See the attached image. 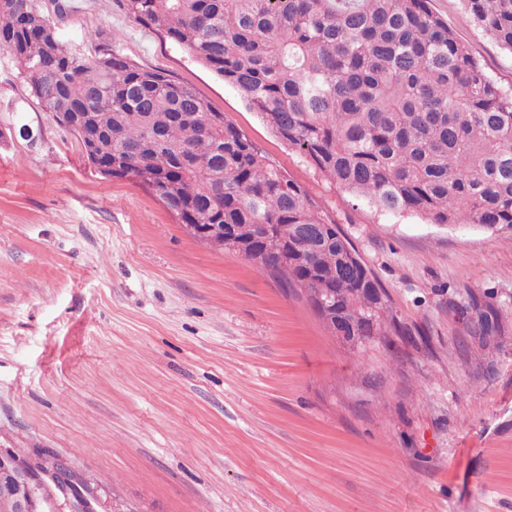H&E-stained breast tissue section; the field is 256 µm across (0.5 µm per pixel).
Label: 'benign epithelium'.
<instances>
[{"label":"benign epithelium","mask_w":512,"mask_h":512,"mask_svg":"<svg viewBox=\"0 0 512 512\" xmlns=\"http://www.w3.org/2000/svg\"><path fill=\"white\" fill-rule=\"evenodd\" d=\"M187 231L197 239L213 243L224 238V227L211 224L203 230L192 226ZM41 479L50 481L64 492V502L42 501L36 495V477L27 463L14 457L0 455V505L6 503L4 512H97V491L76 478L68 461L53 457L45 463Z\"/></svg>","instance_id":"1"}]
</instances>
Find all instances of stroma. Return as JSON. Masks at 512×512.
I'll return each mask as SVG.
<instances>
[{
	"instance_id": "1",
	"label": "stroma",
	"mask_w": 512,
	"mask_h": 512,
	"mask_svg": "<svg viewBox=\"0 0 512 512\" xmlns=\"http://www.w3.org/2000/svg\"><path fill=\"white\" fill-rule=\"evenodd\" d=\"M59 38L193 87L336 221L424 339L354 348L299 292L108 178L0 51V455L67 458L100 512H512V232L388 216L129 18L70 0ZM501 86L512 53L430 0ZM479 301L498 325L472 337Z\"/></svg>"
}]
</instances>
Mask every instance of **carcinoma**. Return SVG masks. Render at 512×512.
Returning a JSON list of instances; mask_svg holds the SVG:
<instances>
[{
	"mask_svg": "<svg viewBox=\"0 0 512 512\" xmlns=\"http://www.w3.org/2000/svg\"><path fill=\"white\" fill-rule=\"evenodd\" d=\"M0 0V50L105 175L182 224H252L241 249L284 288H327L346 336H404L379 284L298 181L192 87L116 52L68 50L39 0ZM512 52V0H464ZM235 87L278 137L352 197L432 224L512 231V88L429 0H123Z\"/></svg>",
	"mask_w": 512,
	"mask_h": 512,
	"instance_id": "cac0c4a2",
	"label": "carcinoma"
}]
</instances>
